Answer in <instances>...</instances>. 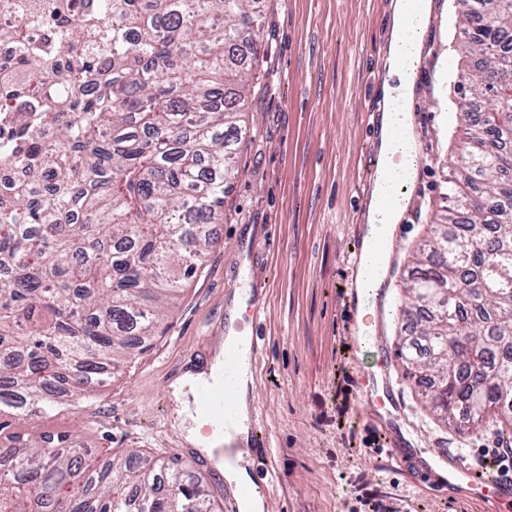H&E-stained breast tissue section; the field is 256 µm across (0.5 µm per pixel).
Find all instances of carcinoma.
I'll return each mask as SVG.
<instances>
[{
    "label": "carcinoma",
    "mask_w": 512,
    "mask_h": 512,
    "mask_svg": "<svg viewBox=\"0 0 512 512\" xmlns=\"http://www.w3.org/2000/svg\"><path fill=\"white\" fill-rule=\"evenodd\" d=\"M260 0H0V512H216L176 459L101 460L75 434L21 430L90 410L112 368L151 345L215 246ZM460 14L475 59L457 101L469 145L417 244L397 350L445 424L512 437V0Z\"/></svg>",
    "instance_id": "carcinoma-1"
}]
</instances>
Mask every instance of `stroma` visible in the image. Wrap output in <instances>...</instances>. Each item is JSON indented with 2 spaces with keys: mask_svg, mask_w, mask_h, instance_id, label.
I'll return each instance as SVG.
<instances>
[{
  "mask_svg": "<svg viewBox=\"0 0 512 512\" xmlns=\"http://www.w3.org/2000/svg\"><path fill=\"white\" fill-rule=\"evenodd\" d=\"M412 103L418 177L412 209L395 232L393 278L379 301L381 348L352 352V313L343 300L369 196V159L390 34V0H262V51L246 92L239 176L224 199L216 242L180 293L150 348L135 352L83 406L40 419L36 431L77 433L88 446L175 457L202 474L218 503L230 491L172 427L171 383L224 350V305L236 289L264 300L253 366L251 410L271 443L266 512H370L378 493L396 512H512L460 490L415 482L405 461L435 472L452 457L503 443L494 431L468 435L437 422L403 377L395 356L398 310L412 251L441 204L438 187L463 138L456 101L468 63L459 43L457 0H432Z\"/></svg>",
  "mask_w": 512,
  "mask_h": 512,
  "instance_id": "35a3bbf8",
  "label": "stroma"
}]
</instances>
